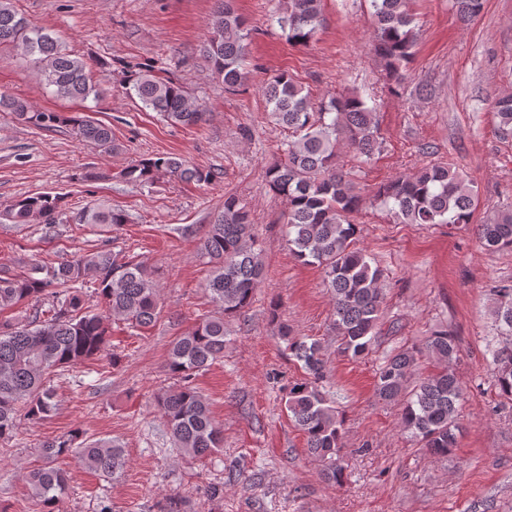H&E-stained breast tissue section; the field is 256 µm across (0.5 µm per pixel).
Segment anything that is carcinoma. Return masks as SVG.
I'll list each match as a JSON object with an SVG mask.
<instances>
[{"instance_id":"1","label":"carcinoma","mask_w":512,"mask_h":512,"mask_svg":"<svg viewBox=\"0 0 512 512\" xmlns=\"http://www.w3.org/2000/svg\"><path fill=\"white\" fill-rule=\"evenodd\" d=\"M217 3L203 56L224 89L234 91L247 79L249 29L235 12L232 0ZM406 4L407 0H370L375 50L396 80L410 64L417 40L414 18ZM452 8L467 24L479 16L483 0H452ZM276 22L288 41L305 45L322 25L321 0H284ZM3 44L20 46L34 57L45 84L54 87L56 95L84 101L97 94L87 63L66 52L51 34L30 26L18 15L12 0H0ZM127 90L142 108L159 113L172 124L195 126L205 121L206 112L183 86L149 69L130 75ZM264 95L274 124L289 132L284 159L266 171L269 190L288 204L283 220L288 250L299 262L322 269L333 304L337 351L352 359L362 358L369 354L376 338L382 270L356 247L361 227L352 216L360 211L363 199L347 179L337 150L343 142L363 163L374 157L380 148L375 107L357 94L316 101L286 72L266 82ZM0 108L38 128L70 125L81 140L106 152L112 150V129L105 124L41 111L18 97L0 95ZM492 109L501 130L511 133L512 94L495 98ZM162 172L198 184L217 178L212 170L168 155L137 160L123 171V177L150 183ZM375 197L401 224H470L478 203L474 183L444 163L400 174L380 185ZM62 206V197L42 193L15 201L0 215L14 224L38 220L52 225L62 215ZM77 221L91 226L123 224L125 215L100 205L82 209ZM477 235L489 250H511L512 209L501 210L477 225ZM199 249L211 265L206 290L218 313L202 318L172 343L166 371L178 386L159 392L156 403L177 447L193 458L206 459L222 448L223 436L194 379L198 372L224 358L228 344L225 321L251 304L264 267L249 213L232 196L224 199V211L205 226ZM89 276L96 283L102 312L94 311L78 291V285ZM44 295L56 300L50 319H41L43 312L36 310L24 323L0 321L1 442L13 437L21 420L37 422L54 413L56 402L53 391L45 385L47 377L61 368L100 357L107 345V318L117 315L134 326L148 327L160 314L153 271L134 256L119 259L102 247L56 266L36 264L21 274L0 273V312ZM495 296L494 319L505 334L512 335V285L495 289ZM281 339L289 356L301 362L307 374L289 388V416L304 434L308 451L325 463V480L339 485L345 478L344 420L323 391L326 360L322 345L293 336L286 327L281 329ZM457 353L455 337L446 330L437 331L422 346L387 356L376 372V395L388 402L407 395L401 425L436 458L448 457L457 445L462 388L450 368ZM423 356L438 362L440 369L408 393L411 370ZM492 365L499 395L512 401V342L492 351ZM66 456L76 457L105 478L121 472L125 465L123 448L108 438L88 439L74 430L46 442L42 464L24 476L29 494L42 505V512H56V503L69 488L68 472L56 465Z\"/></svg>"}]
</instances>
